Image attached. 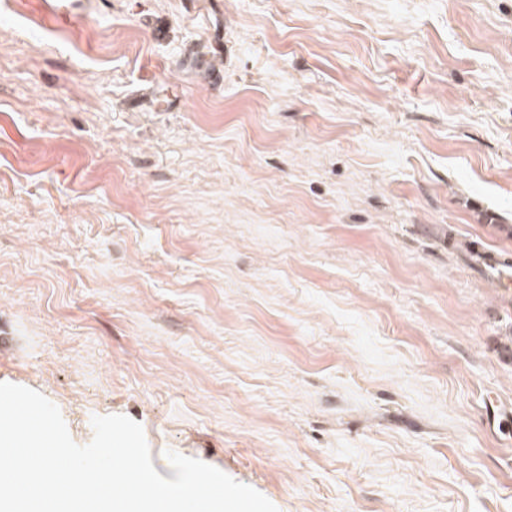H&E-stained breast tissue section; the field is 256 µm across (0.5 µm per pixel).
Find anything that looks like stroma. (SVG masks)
Here are the masks:
<instances>
[{"label": "stroma", "mask_w": 512, "mask_h": 512, "mask_svg": "<svg viewBox=\"0 0 512 512\" xmlns=\"http://www.w3.org/2000/svg\"><path fill=\"white\" fill-rule=\"evenodd\" d=\"M505 224L512 0H0V383L76 444L127 416L278 512H512ZM96 1L41 0L38 1L42 11L60 23H67L79 10L94 8Z\"/></svg>", "instance_id": "stroma-1"}]
</instances>
